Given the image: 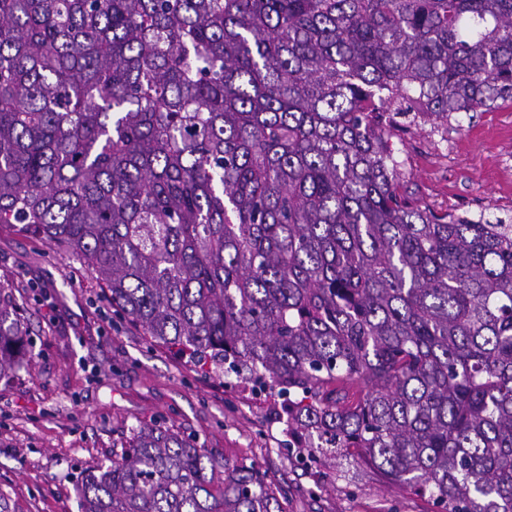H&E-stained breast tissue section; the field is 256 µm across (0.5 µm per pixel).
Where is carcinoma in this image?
I'll use <instances>...</instances> for the list:
<instances>
[{
    "instance_id": "obj_1",
    "label": "carcinoma",
    "mask_w": 512,
    "mask_h": 512,
    "mask_svg": "<svg viewBox=\"0 0 512 512\" xmlns=\"http://www.w3.org/2000/svg\"><path fill=\"white\" fill-rule=\"evenodd\" d=\"M512 102V0H0V224L150 343L284 398L297 461L512 512V224L399 192L422 112ZM35 363L0 292V378ZM79 512H284L160 422Z\"/></svg>"
}]
</instances>
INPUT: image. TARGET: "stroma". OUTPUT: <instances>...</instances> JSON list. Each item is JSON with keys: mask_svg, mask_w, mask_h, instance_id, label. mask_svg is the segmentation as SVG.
I'll use <instances>...</instances> for the list:
<instances>
[{"mask_svg": "<svg viewBox=\"0 0 512 512\" xmlns=\"http://www.w3.org/2000/svg\"><path fill=\"white\" fill-rule=\"evenodd\" d=\"M447 158L416 130L399 190L444 211L479 206L512 217V104L460 115ZM0 287L24 310L34 368L0 379V492L12 512H77L86 468L106 464L132 428L159 420L223 454L257 465L280 489L285 512H435L366 466L305 468L288 452L276 395L247 381L203 375L112 315L82 262L45 239L0 226Z\"/></svg>", "mask_w": 512, "mask_h": 512, "instance_id": "1", "label": "stroma"}]
</instances>
